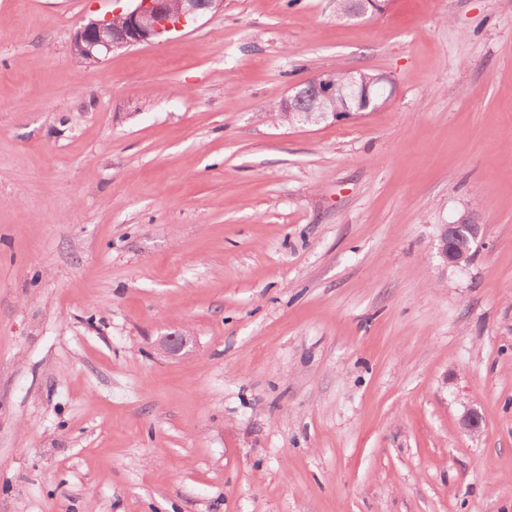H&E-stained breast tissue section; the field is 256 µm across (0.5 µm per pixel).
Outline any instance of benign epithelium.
<instances>
[{"instance_id": "7a95c632", "label": "benign epithelium", "mask_w": 512, "mask_h": 512, "mask_svg": "<svg viewBox=\"0 0 512 512\" xmlns=\"http://www.w3.org/2000/svg\"><path fill=\"white\" fill-rule=\"evenodd\" d=\"M222 0H180V8L173 10L170 0H129L125 8H118L98 20H91L79 27L72 35L71 50L73 54L88 64H100L103 58L113 51L150 43L172 29L184 26L200 16L218 8ZM354 86H336L333 77L313 78L283 100L281 110L291 112L296 102L308 99L316 106L320 118L336 116L320 109L326 99L337 94L344 97L352 94ZM460 224H444L439 233V257L443 266L462 269V256L465 251L456 247L458 240L464 238ZM469 237L467 242L473 244L481 234V225L466 227ZM193 339L190 334L163 336L158 341L161 353L170 357H187L192 353Z\"/></svg>"}]
</instances>
